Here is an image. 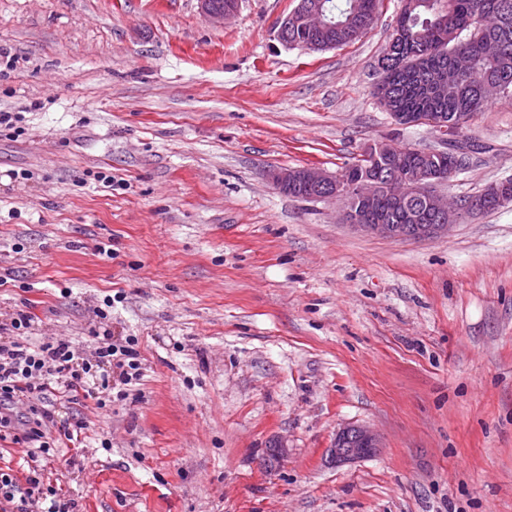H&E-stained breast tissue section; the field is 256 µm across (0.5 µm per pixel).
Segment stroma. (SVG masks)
<instances>
[{"mask_svg": "<svg viewBox=\"0 0 512 512\" xmlns=\"http://www.w3.org/2000/svg\"><path fill=\"white\" fill-rule=\"evenodd\" d=\"M297 3L0 0V323L87 356L104 307L141 355L109 415L53 402L86 428L38 466L77 512H512V204L394 240L280 193L276 169L438 145L373 93L401 0L323 51L279 41ZM467 135L451 197L512 177V97ZM351 425L381 448L329 463ZM201 9L205 16L214 23H224L230 15H234L239 8L241 0H215L217 2L224 1L221 6H214L212 0H199Z\"/></svg>", "mask_w": 512, "mask_h": 512, "instance_id": "1", "label": "stroma"}]
</instances>
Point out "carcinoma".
Masks as SVG:
<instances>
[{"label":"carcinoma","instance_id":"1","mask_svg":"<svg viewBox=\"0 0 512 512\" xmlns=\"http://www.w3.org/2000/svg\"><path fill=\"white\" fill-rule=\"evenodd\" d=\"M327 25L311 31L288 26L281 39L290 46L312 44L317 49L335 48L365 34L374 24L380 0H323ZM404 33L401 41L391 46L387 64L377 72L375 93L385 98L391 112H446L448 121L474 116L499 96L512 97V0H416L408 14L396 17L393 32ZM417 52L416 59L428 70H448L453 55L463 53L470 58L469 72L448 85L444 94L415 90L399 69L400 55ZM427 171L437 179L450 180L462 171L455 164L453 152L429 157L414 152L384 149L377 162L357 161L343 169L349 185L364 179L377 184L387 179H403ZM426 195L413 192L407 207L397 205L393 196L380 190L371 211L359 208V222L378 224L387 218L395 224L405 223L412 212L417 224H437L439 219L425 205ZM470 209L495 210L507 203L489 196V192L473 198L462 197Z\"/></svg>","mask_w":512,"mask_h":512}]
</instances>
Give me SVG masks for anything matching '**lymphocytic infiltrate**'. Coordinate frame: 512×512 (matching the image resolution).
Returning a JSON list of instances; mask_svg holds the SVG:
<instances>
[{"instance_id": "lymphocytic-infiltrate-1", "label": "lymphocytic infiltrate", "mask_w": 512, "mask_h": 512, "mask_svg": "<svg viewBox=\"0 0 512 512\" xmlns=\"http://www.w3.org/2000/svg\"><path fill=\"white\" fill-rule=\"evenodd\" d=\"M31 321L27 312H17L5 326L7 340H0V440L22 445L34 462L55 448L79 442L85 427L81 421L57 424L46 400L90 399L98 410L109 411L112 386L103 367H114L124 382H131L140 369V353L133 345L115 343L106 330L97 334V345L85 358L68 339L31 341ZM19 404L25 411L18 415L14 409Z\"/></svg>"}]
</instances>
